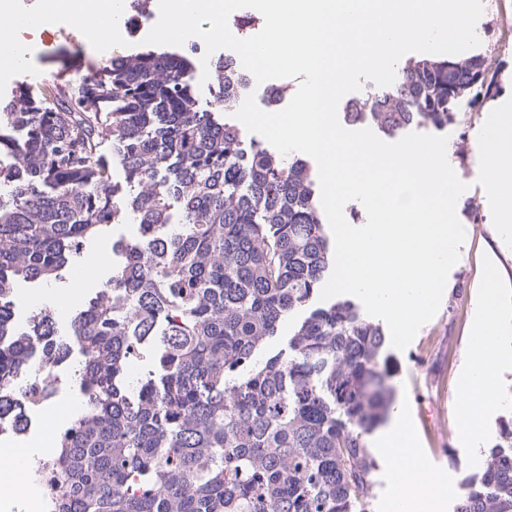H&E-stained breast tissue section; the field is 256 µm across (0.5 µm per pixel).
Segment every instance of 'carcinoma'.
<instances>
[{
	"instance_id": "obj_1",
	"label": "carcinoma",
	"mask_w": 512,
	"mask_h": 512,
	"mask_svg": "<svg viewBox=\"0 0 512 512\" xmlns=\"http://www.w3.org/2000/svg\"><path fill=\"white\" fill-rule=\"evenodd\" d=\"M195 68L143 45L73 86L45 85L46 106L0 113V155L15 160L0 201V428L26 431L33 366L71 355L47 311L17 322L16 281L57 279L78 243L132 218L138 238L112 243L122 262L71 324L86 404L51 460L50 512H365L366 435L393 401L385 333L343 301L260 357L334 255L308 163L199 109ZM216 72L232 112L249 79L228 58ZM486 86L477 55L411 58L345 118L388 134L445 127ZM132 359L146 364L135 385ZM499 439L454 512H512V419Z\"/></svg>"
}]
</instances>
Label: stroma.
<instances>
[{"label":"stroma","mask_w":512,"mask_h":512,"mask_svg":"<svg viewBox=\"0 0 512 512\" xmlns=\"http://www.w3.org/2000/svg\"><path fill=\"white\" fill-rule=\"evenodd\" d=\"M51 31L55 35L52 45L38 44L25 65L0 75V112L19 108L21 92L37 95L43 80H71L76 68L108 63L120 53L116 47L107 54L96 52L77 29L65 24L52 25ZM465 143L466 153L453 156L452 161L458 177L469 185L456 207L466 239L460 249V260L449 274V289L437 315L419 330L405 350L391 346L386 349L391 358L390 383L395 393L392 413L411 425L416 439L413 452L421 469L444 479L452 501L466 482L482 476L485 455L498 442L501 420L512 417L511 365L499 377L498 402L485 412L479 432L465 440L458 431L457 385L470 344L468 329L477 312L482 274L489 266L498 272L501 301L509 316L503 346L512 356V249H500L487 195L475 183L479 173L477 134H470ZM137 234L134 221L111 225L101 235L87 240L80 254L55 281L20 283L15 298L19 322H27L34 312L47 309L53 311L60 335L68 336L71 320L87 296L102 287L112 274L107 267L88 282L77 280L75 270L101 257L112 260L113 242ZM385 430V425H378L367 437L368 446L375 453L367 512H392L393 464L377 452L378 440Z\"/></svg>","instance_id":"stroma-1"}]
</instances>
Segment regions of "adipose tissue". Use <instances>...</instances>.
<instances>
[{
	"label": "adipose tissue",
	"instance_id": "adipose-tissue-1",
	"mask_svg": "<svg viewBox=\"0 0 512 512\" xmlns=\"http://www.w3.org/2000/svg\"><path fill=\"white\" fill-rule=\"evenodd\" d=\"M478 320L482 336L469 349L460 377L462 403L457 410L459 432L463 437L475 434L480 413L493 407L498 399L496 379L502 367L504 348L502 336L506 327V312L499 299V287L484 286L479 301ZM412 439L411 429L403 419H395L386 434L384 451L395 456L393 478L398 490L395 512H446L447 500L438 482L424 474L415 464L400 460L398 453ZM9 483L0 485V512H11L16 500H24L29 512H39V486L23 481L27 452L8 453Z\"/></svg>",
	"mask_w": 512,
	"mask_h": 512
}]
</instances>
